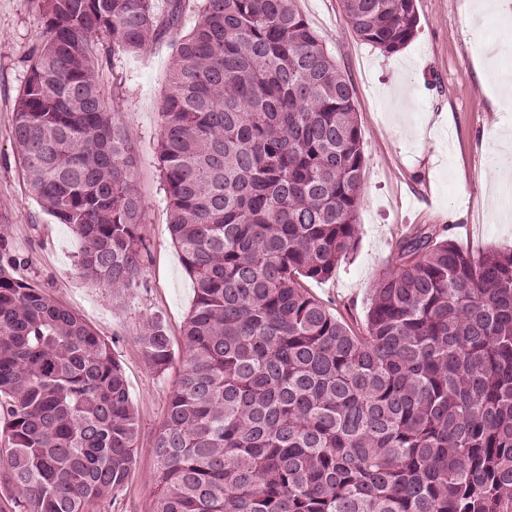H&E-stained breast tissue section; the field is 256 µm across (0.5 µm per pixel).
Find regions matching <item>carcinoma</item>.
Instances as JSON below:
<instances>
[{
	"label": "carcinoma",
	"mask_w": 512,
	"mask_h": 512,
	"mask_svg": "<svg viewBox=\"0 0 512 512\" xmlns=\"http://www.w3.org/2000/svg\"><path fill=\"white\" fill-rule=\"evenodd\" d=\"M415 2L342 7L394 53ZM43 19L12 138L28 192L81 240L78 274L118 295L148 246L99 60L172 48L157 159L196 298L154 438V512H512V249L475 256L414 226L359 333L305 287L358 243L366 159L353 87L295 0H45ZM16 264L0 231V512H91L132 473L126 376ZM138 341L165 372L163 326Z\"/></svg>",
	"instance_id": "cac0c4a2"
}]
</instances>
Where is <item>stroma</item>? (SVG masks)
Here are the masks:
<instances>
[{"mask_svg": "<svg viewBox=\"0 0 512 512\" xmlns=\"http://www.w3.org/2000/svg\"><path fill=\"white\" fill-rule=\"evenodd\" d=\"M462 0H416L415 37L384 53L351 31L340 0H296L349 78L366 157L358 210L359 242L333 278L309 291L354 328L365 321L371 290L396 242L417 224L443 227L445 238L478 255L512 248V178L500 172L502 132L512 126V0L474 14ZM41 0H0V229L18 263L16 277L46 288L110 344L140 423L135 465L116 498L91 512H152L157 462L153 440L181 371L156 373L137 340L143 322H161L173 346L191 311L194 282L174 247L164 202L157 142L172 50L150 46L129 67L102 60L105 99L121 104L132 131L137 183L145 204L140 232L149 253L142 286L114 295L79 276L81 242L53 223L23 180L12 138L15 100L28 59L46 37Z\"/></svg>", "mask_w": 512, "mask_h": 512, "instance_id": "stroma-1", "label": "stroma"}]
</instances>
